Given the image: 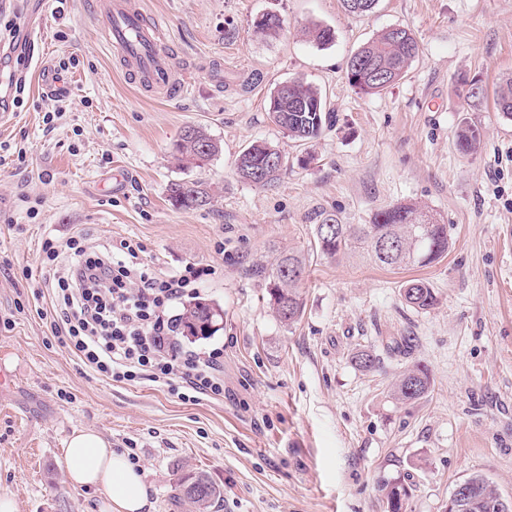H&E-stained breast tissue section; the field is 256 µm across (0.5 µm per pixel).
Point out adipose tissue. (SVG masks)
<instances>
[{
	"instance_id": "adipose-tissue-1",
	"label": "adipose tissue",
	"mask_w": 512,
	"mask_h": 512,
	"mask_svg": "<svg viewBox=\"0 0 512 512\" xmlns=\"http://www.w3.org/2000/svg\"><path fill=\"white\" fill-rule=\"evenodd\" d=\"M65 458L70 482L96 490L102 512H149L150 491L142 474L100 433L75 431Z\"/></svg>"
}]
</instances>
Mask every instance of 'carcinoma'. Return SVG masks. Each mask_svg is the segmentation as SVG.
<instances>
[{
  "mask_svg": "<svg viewBox=\"0 0 512 512\" xmlns=\"http://www.w3.org/2000/svg\"><path fill=\"white\" fill-rule=\"evenodd\" d=\"M305 34L318 45H327L333 39L330 27L313 24ZM419 54L414 35L404 27L383 31L361 46L349 59L358 67L346 70L348 85L358 94H380L402 80L411 63ZM292 100L282 103L270 99L268 119L288 138L308 144L326 127L334 123V111L327 105L321 91L314 85L298 81L291 94ZM495 106L504 115L512 117V80L496 92ZM481 135L475 127L465 125L457 133L456 146L463 154L477 152ZM177 160L185 169L201 168L221 150L220 144L201 126H188L175 145ZM271 157L282 160V167L272 171L265 167ZM288 167V157L265 141H255L245 147L236 161V172L267 175L263 185L279 180ZM168 198L179 209H194L210 203L211 188L202 181H176L169 185ZM367 248L368 255L380 266L388 268L427 266L448 254L452 239L448 225L438 223L434 216L414 204H400L376 212L369 224H343L335 215L324 216L313 225L312 250L323 257L334 259L358 248ZM306 269V258L299 253L283 254L268 268H261L265 291L278 320L288 326L303 312V301L298 291ZM401 296L406 305L417 311H429L438 303L434 288L423 280L405 282ZM224 311L212 300L195 296L185 301L173 322L174 333L182 337L206 339L222 329ZM351 361L362 372H372L380 364L379 355L371 348H357ZM431 389V377L426 369L414 365L405 370L392 385L391 395L407 404L423 399ZM471 490L468 508L463 512H486L481 503L498 495L489 480L473 474L465 478ZM183 500L194 512H211L223 498V490L202 473H193L178 479ZM380 491L386 501L387 512H405L409 488L398 481H384Z\"/></svg>",
  "mask_w": 512,
  "mask_h": 512,
  "instance_id": "obj_1",
  "label": "carcinoma"
}]
</instances>
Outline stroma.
Instances as JSON below:
<instances>
[{"label": "stroma", "mask_w": 512, "mask_h": 512, "mask_svg": "<svg viewBox=\"0 0 512 512\" xmlns=\"http://www.w3.org/2000/svg\"><path fill=\"white\" fill-rule=\"evenodd\" d=\"M164 32L182 89L132 85L104 39L94 0H56L36 29L42 55L29 61L22 105L0 125V494L18 512H99V496L66 473L68 438L101 433L135 460L150 487V512H191L175 500L177 473L202 472L224 491L218 512H386L382 481L410 487L406 512H443L456 483L479 473L512 499V118L492 98L471 104L469 81L487 90L512 80V0H378L364 16L343 0H136ZM279 36L256 34L263 13ZM334 32L319 46L303 31ZM411 30L420 52L406 76L379 95L357 94L349 58L388 27ZM68 62L53 105L47 71ZM303 78L335 112L312 143L294 142L267 118L274 88ZM60 112L53 120L45 114ZM482 135L477 153L455 145L463 124ZM204 127L222 151L201 170L180 169L174 145ZM266 141L288 168L268 186L241 181L239 153ZM313 153L310 164L300 158ZM202 179L206 206L173 207L167 187ZM429 210L453 239L425 267L384 268L362 254L311 253L321 213L370 223L400 203ZM36 217H29V207ZM142 242L147 262L172 271L213 267L197 294L224 308L215 336L185 348H224V396L182 401L153 382L125 384L85 367L51 337L32 283L47 233ZM304 250L302 317L282 325L262 265ZM422 279L437 306L408 307L400 288ZM412 337L408 354L391 338ZM381 362H350L359 346ZM427 367L432 391L412 404L389 389L406 368Z\"/></svg>", "instance_id": "obj_1"}]
</instances>
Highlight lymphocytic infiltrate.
<instances>
[{
    "label": "lymphocytic infiltrate",
    "mask_w": 512,
    "mask_h": 512,
    "mask_svg": "<svg viewBox=\"0 0 512 512\" xmlns=\"http://www.w3.org/2000/svg\"><path fill=\"white\" fill-rule=\"evenodd\" d=\"M144 251L138 242L96 243L80 231L63 241L46 235L41 262L51 274L37 286L51 291V336L112 381L163 384L184 401L223 398V347L197 352L170 340V311L206 268L164 272L144 261Z\"/></svg>",
    "instance_id": "1"
}]
</instances>
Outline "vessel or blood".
<instances>
[{
  "label": "vessel or blood",
  "mask_w": 512,
  "mask_h": 512,
  "mask_svg": "<svg viewBox=\"0 0 512 512\" xmlns=\"http://www.w3.org/2000/svg\"><path fill=\"white\" fill-rule=\"evenodd\" d=\"M105 37L131 83L149 90L172 91L169 57L163 51V30L147 19L134 0H105Z\"/></svg>",
  "instance_id": "1"
}]
</instances>
